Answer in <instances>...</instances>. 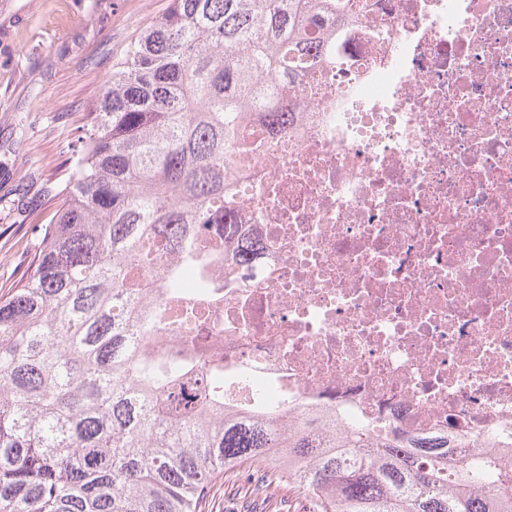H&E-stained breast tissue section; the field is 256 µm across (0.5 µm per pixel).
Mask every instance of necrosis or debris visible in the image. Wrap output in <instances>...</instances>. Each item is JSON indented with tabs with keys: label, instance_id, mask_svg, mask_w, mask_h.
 Masks as SVG:
<instances>
[{
	"label": "necrosis or debris",
	"instance_id": "necrosis-or-debris-1",
	"mask_svg": "<svg viewBox=\"0 0 512 512\" xmlns=\"http://www.w3.org/2000/svg\"><path fill=\"white\" fill-rule=\"evenodd\" d=\"M286 125L225 165L206 289L150 344L224 366L291 432L444 436L512 462V0H370L325 22Z\"/></svg>",
	"mask_w": 512,
	"mask_h": 512
}]
</instances>
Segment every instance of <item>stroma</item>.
Here are the masks:
<instances>
[{
	"label": "stroma",
	"mask_w": 512,
	"mask_h": 512,
	"mask_svg": "<svg viewBox=\"0 0 512 512\" xmlns=\"http://www.w3.org/2000/svg\"><path fill=\"white\" fill-rule=\"evenodd\" d=\"M170 0H0V289L29 268L38 225L68 167L101 79ZM25 146H18L20 129ZM257 466L227 473L206 512H278L279 490L254 493Z\"/></svg>",
	"instance_id": "35a3bbf8"
}]
</instances>
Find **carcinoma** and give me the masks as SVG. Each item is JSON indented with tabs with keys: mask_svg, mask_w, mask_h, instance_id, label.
Listing matches in <instances>:
<instances>
[{
	"mask_svg": "<svg viewBox=\"0 0 512 512\" xmlns=\"http://www.w3.org/2000/svg\"><path fill=\"white\" fill-rule=\"evenodd\" d=\"M353 0H171L99 85L30 270L0 294V512H205L224 473L288 448L274 482L304 512H493L512 465L441 462L361 429L277 437L263 408L224 409L223 373L149 353L168 301L224 223V158L246 113L288 122L272 89L298 44ZM150 264L157 289L135 271Z\"/></svg>",
	"mask_w": 512,
	"mask_h": 512,
	"instance_id": "1",
	"label": "carcinoma"
}]
</instances>
